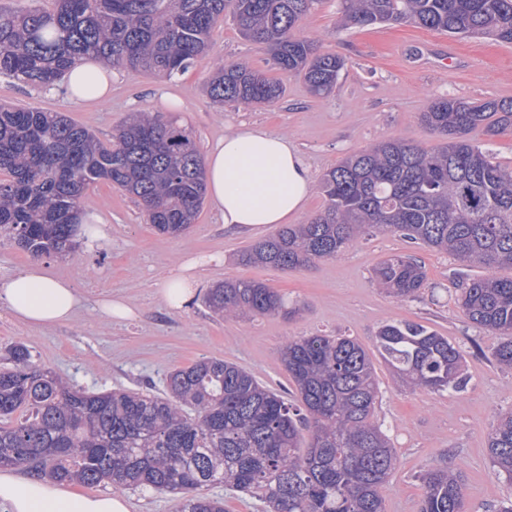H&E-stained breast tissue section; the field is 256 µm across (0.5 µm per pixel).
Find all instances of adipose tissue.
<instances>
[{
  "mask_svg": "<svg viewBox=\"0 0 512 512\" xmlns=\"http://www.w3.org/2000/svg\"><path fill=\"white\" fill-rule=\"evenodd\" d=\"M71 100H107L112 69L91 59L67 77ZM207 193L226 226L250 229L280 225L301 213L312 178L288 136L259 124L227 128L205 159ZM82 297L69 281L33 262L0 277V306L21 322L50 328L73 320ZM0 512H130L118 493L85 494L34 475L0 469Z\"/></svg>",
  "mask_w": 512,
  "mask_h": 512,
  "instance_id": "ef3b65f1",
  "label": "adipose tissue"
}]
</instances>
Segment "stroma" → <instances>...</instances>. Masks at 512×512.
I'll return each instance as SVG.
<instances>
[{
  "instance_id": "obj_1",
  "label": "stroma",
  "mask_w": 512,
  "mask_h": 512,
  "mask_svg": "<svg viewBox=\"0 0 512 512\" xmlns=\"http://www.w3.org/2000/svg\"><path fill=\"white\" fill-rule=\"evenodd\" d=\"M338 17V0H320L301 23L304 34L319 38L321 51L345 60L335 88L325 97L313 96L301 78L283 77L264 47L242 37L227 18L214 32L207 54L176 78L116 69L107 101L72 105L65 100L64 86L44 89L0 76V99L65 113L103 141L132 112L178 116L202 149L223 137L227 125L262 124L296 142L316 184L347 156L383 140L401 138L427 149L437 145L438 136L420 121L433 99H512V45L451 37L411 24L343 26ZM449 58L454 61L450 67L445 64ZM241 61L283 80V96L271 105L214 103L205 92L214 67ZM163 92L180 99L178 112L164 107ZM82 208L102 216L104 240L82 246L71 257L42 259L53 274L77 288L83 298L80 309L70 323L35 328L0 307V359L9 345L21 342L35 363L85 390L159 392L171 371L209 357L242 366L283 391L292 386L280 362L289 338L351 336L374 365L381 392L375 418L396 450L395 468L382 490L386 512H418L423 494L419 474L446 463L463 477L465 512H496L512 495V486L494 475L487 448L498 413L512 411V370L492 359L500 335L475 328L454 302L481 269L463 268L451 254L379 231L307 267L242 266L239 252L272 231L225 228L212 203H204L195 223L178 237L158 234L133 197L106 183L86 192ZM401 253L416 256L427 276L421 293L405 301L388 296L374 274L384 258ZM198 256L211 262L196 270L193 301L181 310L168 309L158 282L179 261ZM227 276L266 283L299 307V314L244 320L214 313L207 291ZM106 298L123 299L137 319L103 317L97 303ZM393 320L423 324L459 345L465 356L464 389L437 393L402 387L374 347L378 329Z\"/></svg>"
}]
</instances>
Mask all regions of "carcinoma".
Listing matches in <instances>:
<instances>
[{
  "label": "carcinoma",
  "mask_w": 512,
  "mask_h": 512,
  "mask_svg": "<svg viewBox=\"0 0 512 512\" xmlns=\"http://www.w3.org/2000/svg\"><path fill=\"white\" fill-rule=\"evenodd\" d=\"M319 2L52 0L50 9L0 11V75L52 88L95 57L172 79L208 52L229 14L283 74L325 95L344 60L299 32ZM340 12L358 26L410 23L512 44V0H340ZM206 90L213 102L234 106L272 104L285 92L244 62L220 65ZM420 119L441 138L435 148L393 139L346 158L322 179L324 209L246 248L242 263L305 267L375 230L450 253L467 267L512 268V168L469 138L477 129L488 136L511 129L512 100L440 98ZM99 182L136 198L146 222L168 236L194 223L206 194L202 155L176 119L139 112L103 142L61 112L0 103L1 237L33 257L75 252L82 199ZM375 276L401 300L426 284L424 267L405 254L385 258ZM207 303L226 316L297 313L259 281L226 278L209 289ZM456 304L475 327L505 336L493 358L512 370V279L474 278ZM375 343L409 385L433 392L464 385L463 351L434 330L388 322ZM7 360L0 369V467L59 483L172 494L176 512H224L223 501L202 493L223 482L259 493L268 512H384L381 489L395 452L374 421L373 363L351 336L288 341L281 364L295 388L291 400L215 358L173 370L161 393L70 386L33 367L22 343L7 350ZM488 452L494 474L512 483V412L497 417ZM420 481L419 512H464L460 472L437 465Z\"/></svg>",
  "instance_id": "carcinoma-1"
}]
</instances>
